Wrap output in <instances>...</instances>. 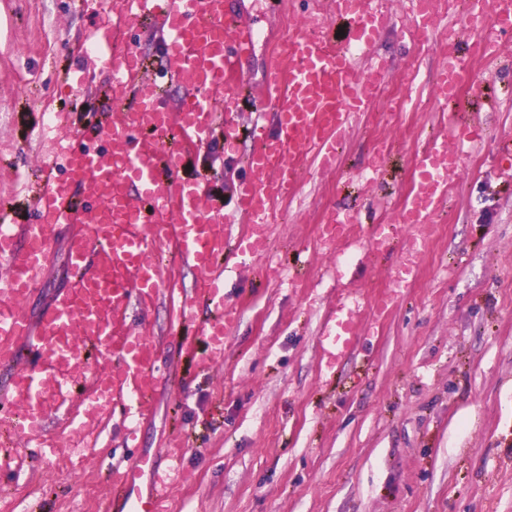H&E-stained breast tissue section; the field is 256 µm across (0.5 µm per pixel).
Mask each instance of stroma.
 <instances>
[{
  "label": "stroma",
  "instance_id": "stroma-1",
  "mask_svg": "<svg viewBox=\"0 0 512 512\" xmlns=\"http://www.w3.org/2000/svg\"><path fill=\"white\" fill-rule=\"evenodd\" d=\"M259 40L241 91L237 120L261 119L276 131L273 110L248 100L277 38L296 21L331 17L333 0H234ZM387 17L363 76L380 82L368 112L336 152L334 169L300 166L294 196L280 201L268 254L253 267L228 266L224 300L238 313L224 352L197 367L214 312L198 305L178 325L176 303L162 296L132 307L129 326L162 340L154 415L135 441L112 413L91 440L49 422L52 436L86 456L76 470L47 462L13 435L0 436V512H109L112 464L126 456L162 457L174 437L187 440L167 512H512V70L495 79L499 108L448 110L434 92L439 50L460 21L440 15L431 36L415 32L414 0H379ZM113 25L109 10L80 0H0V204L18 207L45 161L47 115L66 112L60 138L102 117L107 72L88 73V92L59 84L88 36ZM476 118L484 141L464 157L415 283L376 330L365 331L354 357L331 374L320 368L318 338L336 303L353 288L374 297L391 288L397 255L373 254L372 225L395 223L416 180L415 150ZM253 148L238 153L223 138L205 145L192 166L208 170L217 197L232 208L237 183L254 179ZM384 171L361 173L373 157ZM341 209L358 223L348 259L321 244L327 214ZM67 226L55 234L49 277L30 301L39 317L67 285ZM160 254L176 293L200 296L203 274L182 265L174 247Z\"/></svg>",
  "mask_w": 512,
  "mask_h": 512
}]
</instances>
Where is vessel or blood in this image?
I'll use <instances>...</instances> for the list:
<instances>
[{"label":"vessel or blood","mask_w":512,"mask_h":512,"mask_svg":"<svg viewBox=\"0 0 512 512\" xmlns=\"http://www.w3.org/2000/svg\"><path fill=\"white\" fill-rule=\"evenodd\" d=\"M369 3L335 0L337 18L348 23L346 42L363 51L374 46L382 28L380 14ZM109 7L115 23L150 19L159 26L164 70L146 75L135 44L106 51L88 42L84 52L90 63L108 71L113 87L130 91L135 108L125 111L122 99L113 98L116 121L94 125L82 133L81 143L57 148L55 164L63 173L41 180L33 200L36 220L18 224L9 212L0 213V265L8 269L0 277V368L6 372L0 401L22 403L24 414L14 421V430L24 444L42 448L51 458L60 457L61 450L47 432L50 418L85 437L117 405L133 423L152 416L147 388L155 379L159 344L131 332L125 319L131 305L153 304L168 283L166 269L153 254L174 244L182 263L205 276V300L221 312L206 330L208 353L197 358L199 366H208L223 351L233 322L224 307L220 257L231 253L237 263L262 257L274 206L293 195L302 158L309 155L321 167H333L337 143L373 100L371 83L354 80L352 58L312 26H296L259 82L265 98L276 105L278 131L268 134L260 124L252 129L256 145L248 164L260 178L239 185L234 211L250 229L233 237L222 202L210 196L203 180L185 178L181 171L216 127L224 129L225 153L237 148L235 102L229 93L254 51L253 25L232 23L228 0H111ZM486 24L511 32L512 0H492ZM480 57L486 73L471 81L480 91V106L492 111L497 100L488 75L498 65L496 44L485 42ZM165 80L182 90L172 109L157 93ZM450 132L456 148L435 139L415 154L416 186L396 223L374 225L369 238L374 252L390 251L407 229L428 227L446 205L450 177L467 149L483 140L485 129L460 122ZM134 190L147 202L150 218L132 205ZM354 222L353 215L335 212L323 227L325 243H346ZM61 224L76 227L67 245L68 286L34 321L27 305L48 276L53 233ZM424 248V238L418 237L401 254L392 270L396 287L412 284ZM366 305L362 297L337 300L320 336L327 367L354 356L361 341L359 313ZM88 342L106 347L119 368L94 376L90 393L76 402L72 383L85 367ZM184 448L180 440L171 444L165 452L168 469L161 473L148 456L128 457L115 470L113 512H165L171 474ZM148 472L153 480L145 489L141 481Z\"/></svg>","instance_id":"1"}]
</instances>
